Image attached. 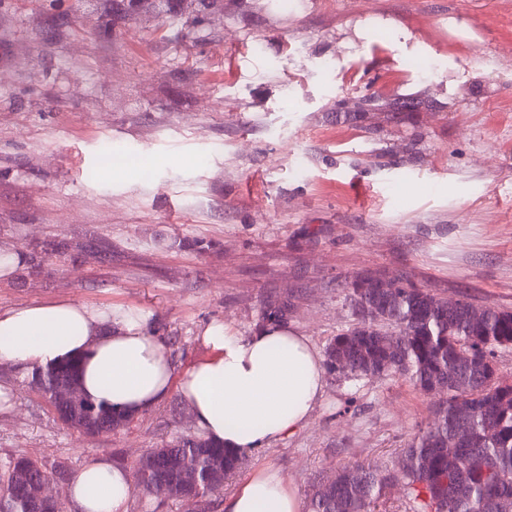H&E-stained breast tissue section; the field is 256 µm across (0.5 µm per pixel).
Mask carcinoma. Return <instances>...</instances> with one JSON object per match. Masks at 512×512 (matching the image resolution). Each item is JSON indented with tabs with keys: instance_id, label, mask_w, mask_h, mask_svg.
I'll return each instance as SVG.
<instances>
[{
	"instance_id": "carcinoma-1",
	"label": "carcinoma",
	"mask_w": 512,
	"mask_h": 512,
	"mask_svg": "<svg viewBox=\"0 0 512 512\" xmlns=\"http://www.w3.org/2000/svg\"><path fill=\"white\" fill-rule=\"evenodd\" d=\"M354 323L325 351L328 372L355 379L401 374L423 392L445 396L437 418L404 449L401 479L413 512H512V385L496 383L494 352L512 346V312L488 307L471 319L472 304L453 301L402 282L376 288L371 278L345 283ZM288 304H267L262 323H283ZM80 363L69 360L31 372L29 385L54 407L58 419L94 438L132 417L106 405L70 408L53 392L79 378ZM244 455L200 437L152 448L140 460L142 482L179 486L186 469L207 478L202 496L221 490ZM46 466L23 455L0 461V512H64L59 500L45 503L35 487ZM396 475L362 465L339 469L327 487L316 489L309 512H373L380 492Z\"/></svg>"
}]
</instances>
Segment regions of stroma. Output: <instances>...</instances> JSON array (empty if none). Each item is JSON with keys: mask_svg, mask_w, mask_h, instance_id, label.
<instances>
[{"mask_svg": "<svg viewBox=\"0 0 512 512\" xmlns=\"http://www.w3.org/2000/svg\"><path fill=\"white\" fill-rule=\"evenodd\" d=\"M0 0V245L23 263L0 308L70 300L149 314L175 369L264 301L318 352L371 272L512 311V0H221L200 22L102 24V0ZM366 29L358 37L357 29ZM146 177L103 168L105 149ZM61 242L65 257L44 254ZM0 458L74 474L196 435L178 393L79 437L0 363ZM442 394L329 375L293 436L247 454L204 506L134 491L128 512H223L256 471L300 504L350 465L399 472Z\"/></svg>", "mask_w": 512, "mask_h": 512, "instance_id": "35a3bbf8", "label": "stroma"}]
</instances>
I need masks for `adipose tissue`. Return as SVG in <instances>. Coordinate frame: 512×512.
<instances>
[{"mask_svg":"<svg viewBox=\"0 0 512 512\" xmlns=\"http://www.w3.org/2000/svg\"><path fill=\"white\" fill-rule=\"evenodd\" d=\"M149 316L128 307L50 301L0 309V361L28 370L80 361L79 384L91 401L132 415L178 391L198 431L241 453L295 434L324 391L325 372L308 337L285 324L241 336L224 323L200 333L207 358L175 372ZM126 470L88 462L73 477L71 512H127ZM224 512H299L287 475L266 468L225 499Z\"/></svg>","mask_w":512,"mask_h":512,"instance_id":"obj_1","label":"adipose tissue"}]
</instances>
